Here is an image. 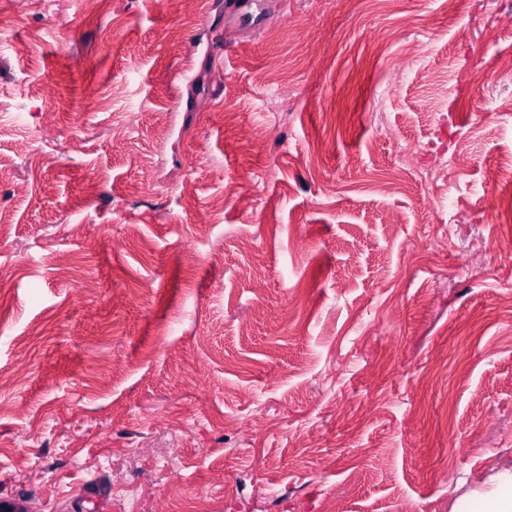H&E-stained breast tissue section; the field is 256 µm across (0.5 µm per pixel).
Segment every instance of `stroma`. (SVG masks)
<instances>
[{
    "instance_id": "1",
    "label": "stroma",
    "mask_w": 512,
    "mask_h": 512,
    "mask_svg": "<svg viewBox=\"0 0 512 512\" xmlns=\"http://www.w3.org/2000/svg\"><path fill=\"white\" fill-rule=\"evenodd\" d=\"M0 15V498L451 512L512 465V0Z\"/></svg>"
}]
</instances>
